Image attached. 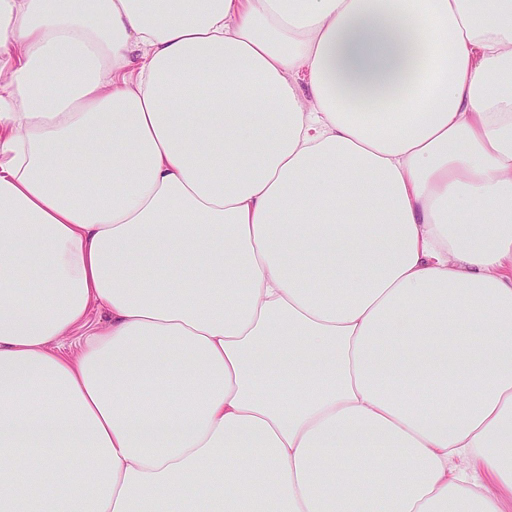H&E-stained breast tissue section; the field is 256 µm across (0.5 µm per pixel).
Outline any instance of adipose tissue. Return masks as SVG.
<instances>
[{
  "label": "adipose tissue",
  "instance_id": "1",
  "mask_svg": "<svg viewBox=\"0 0 512 512\" xmlns=\"http://www.w3.org/2000/svg\"><path fill=\"white\" fill-rule=\"evenodd\" d=\"M2 70L0 512H512V0H0ZM148 272L149 271L143 274L144 279H147L148 275L155 277L170 276L176 279L179 283H189L192 280L203 276V272L201 270L187 268L175 257L170 258L167 264H164L149 273Z\"/></svg>",
  "mask_w": 512,
  "mask_h": 512
}]
</instances>
